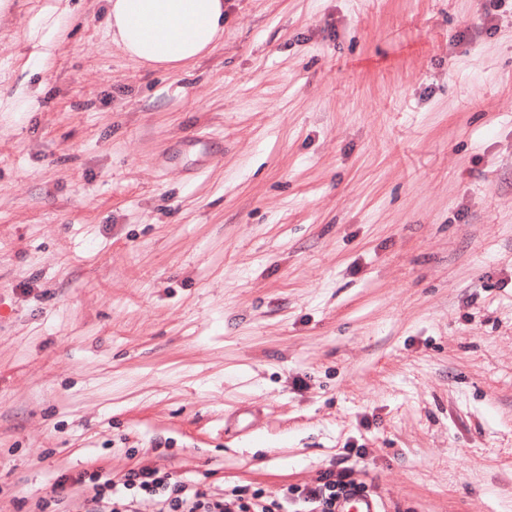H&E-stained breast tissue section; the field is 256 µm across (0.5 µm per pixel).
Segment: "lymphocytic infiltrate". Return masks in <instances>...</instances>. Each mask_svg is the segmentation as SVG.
<instances>
[{"instance_id":"obj_1","label":"lymphocytic infiltrate","mask_w":512,"mask_h":512,"mask_svg":"<svg viewBox=\"0 0 512 512\" xmlns=\"http://www.w3.org/2000/svg\"><path fill=\"white\" fill-rule=\"evenodd\" d=\"M87 493L65 499L63 512H141L150 500L153 512H288L289 500L306 504V512H336V502L349 493L369 491L364 482L351 478L349 467L324 471L314 486L288 487L285 496H271L260 489L234 487L214 498L195 485L156 468H132L119 478L95 472L87 478Z\"/></svg>"}]
</instances>
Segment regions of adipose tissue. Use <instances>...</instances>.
Here are the masks:
<instances>
[{
	"instance_id": "1",
	"label": "adipose tissue",
	"mask_w": 512,
	"mask_h": 512,
	"mask_svg": "<svg viewBox=\"0 0 512 512\" xmlns=\"http://www.w3.org/2000/svg\"><path fill=\"white\" fill-rule=\"evenodd\" d=\"M108 28L131 59L179 69L216 46L224 0H109Z\"/></svg>"
}]
</instances>
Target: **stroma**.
Returning <instances> with one entry per match:
<instances>
[{"mask_svg": "<svg viewBox=\"0 0 512 512\" xmlns=\"http://www.w3.org/2000/svg\"><path fill=\"white\" fill-rule=\"evenodd\" d=\"M107 19L0 7V512L345 448L383 512H512V0H224L171 72Z\"/></svg>", "mask_w": 512, "mask_h": 512, "instance_id": "35a3bbf8", "label": "stroma"}]
</instances>
